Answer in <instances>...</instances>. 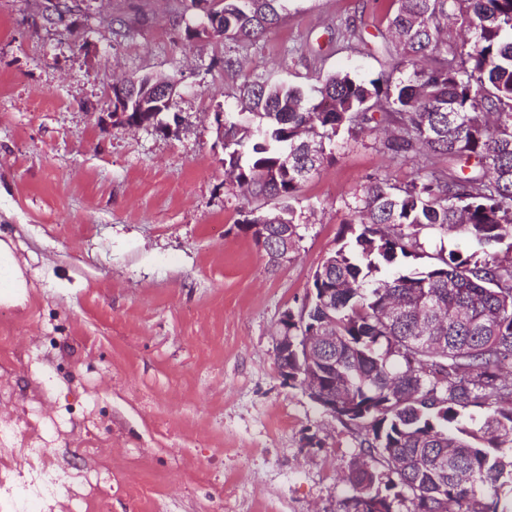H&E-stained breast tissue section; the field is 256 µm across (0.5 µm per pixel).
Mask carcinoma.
<instances>
[{
  "label": "carcinoma",
  "mask_w": 512,
  "mask_h": 512,
  "mask_svg": "<svg viewBox=\"0 0 512 512\" xmlns=\"http://www.w3.org/2000/svg\"><path fill=\"white\" fill-rule=\"evenodd\" d=\"M224 33L243 40L277 24L288 0H218ZM389 28L411 64L431 57L397 84L334 74L305 92L253 83L244 93L258 128L224 121V168L266 203L291 198L329 159L326 142L356 120L394 124L386 148L396 156L448 160L403 186L374 182L358 207L359 229L316 269L310 291L288 322V335L314 330L335 341L317 370L336 374V416L361 425L380 472L354 464L351 507L374 484L413 493L410 512H512L498 496L512 476V0H396ZM470 33L456 49L440 39L449 21ZM253 232L268 248L293 211L263 212ZM423 231H453L480 249L424 255ZM485 408L480 420L468 406Z\"/></svg>",
  "instance_id": "1"
}]
</instances>
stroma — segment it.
I'll list each match as a JSON object with an SVG mask.
<instances>
[{
    "mask_svg": "<svg viewBox=\"0 0 512 512\" xmlns=\"http://www.w3.org/2000/svg\"><path fill=\"white\" fill-rule=\"evenodd\" d=\"M396 6L288 0L246 41L206 30L193 0H0V239L28 283L0 304V512H88L95 487L104 512H341L365 432L283 380L279 322L370 181L448 163L341 131L274 267L214 115L251 123L255 81L407 79ZM156 75L178 82L165 129L116 124L113 86Z\"/></svg>",
    "mask_w": 512,
    "mask_h": 512,
    "instance_id": "obj_1",
    "label": "stroma"
}]
</instances>
